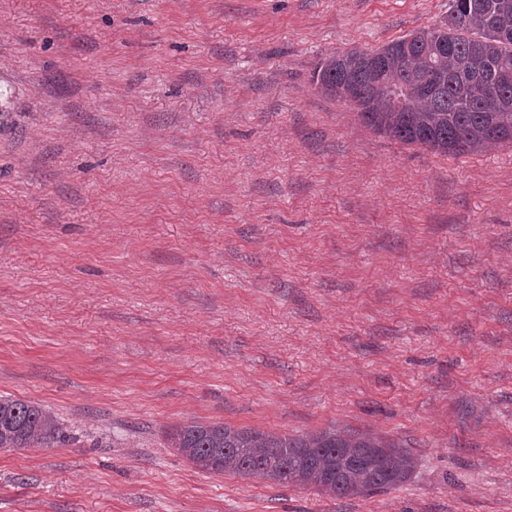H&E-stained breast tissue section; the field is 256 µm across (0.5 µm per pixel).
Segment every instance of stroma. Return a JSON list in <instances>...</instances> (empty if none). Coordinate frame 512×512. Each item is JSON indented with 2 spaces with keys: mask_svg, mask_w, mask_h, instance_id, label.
<instances>
[{
  "mask_svg": "<svg viewBox=\"0 0 512 512\" xmlns=\"http://www.w3.org/2000/svg\"><path fill=\"white\" fill-rule=\"evenodd\" d=\"M449 0H0V512H512V147L441 155L320 59ZM221 421L418 459L338 500L198 471ZM59 430V421L41 405L0 395V448L51 447Z\"/></svg>",
  "mask_w": 512,
  "mask_h": 512,
  "instance_id": "1",
  "label": "stroma"
}]
</instances>
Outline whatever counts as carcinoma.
<instances>
[{
	"label": "carcinoma",
	"instance_id": "1",
	"mask_svg": "<svg viewBox=\"0 0 512 512\" xmlns=\"http://www.w3.org/2000/svg\"><path fill=\"white\" fill-rule=\"evenodd\" d=\"M312 82L374 133L443 155L512 146V0H449L448 15L380 48L322 58ZM59 421L0 395V448L46 447ZM170 447L203 472L314 487L337 499L399 487L417 461L381 436L325 429L289 437L193 421Z\"/></svg>",
	"mask_w": 512,
	"mask_h": 512
}]
</instances>
